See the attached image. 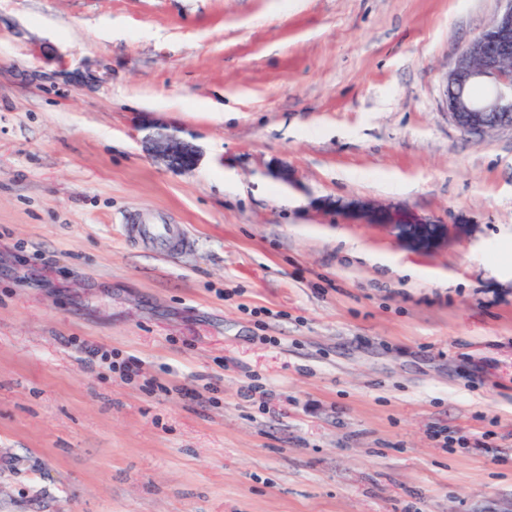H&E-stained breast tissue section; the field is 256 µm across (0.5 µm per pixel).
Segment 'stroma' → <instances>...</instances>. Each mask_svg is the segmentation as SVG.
I'll return each mask as SVG.
<instances>
[{"label":"stroma","mask_w":512,"mask_h":512,"mask_svg":"<svg viewBox=\"0 0 512 512\" xmlns=\"http://www.w3.org/2000/svg\"><path fill=\"white\" fill-rule=\"evenodd\" d=\"M500 7L0 0V512H512V132L442 87ZM153 156L174 169H189L198 161V149L181 140L174 132L157 128L145 137ZM346 208L350 219L383 227L406 246L422 251L448 244L467 225L436 223L403 208H382L369 203H353Z\"/></svg>","instance_id":"obj_1"}]
</instances>
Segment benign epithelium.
Masks as SVG:
<instances>
[{
  "mask_svg": "<svg viewBox=\"0 0 512 512\" xmlns=\"http://www.w3.org/2000/svg\"><path fill=\"white\" fill-rule=\"evenodd\" d=\"M444 103L449 120L465 134L481 137L500 129L512 131V0H503L489 25L459 52L446 74ZM145 143L171 168L189 169L198 161V149L168 130L149 133ZM347 215L383 227L406 246L422 251L448 243L464 228L369 203L348 205Z\"/></svg>",
  "mask_w": 512,
  "mask_h": 512,
  "instance_id": "7a95c632",
  "label": "benign epithelium"
}]
</instances>
